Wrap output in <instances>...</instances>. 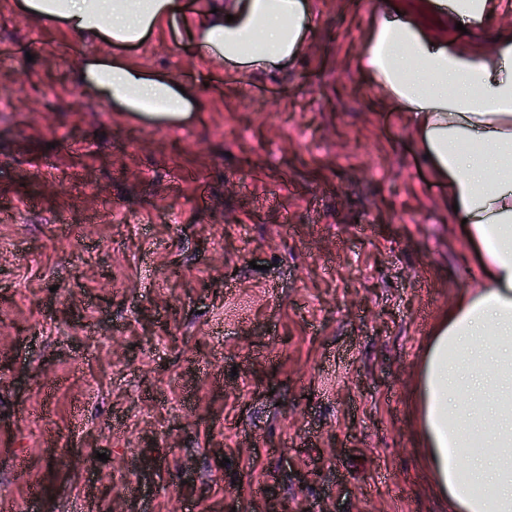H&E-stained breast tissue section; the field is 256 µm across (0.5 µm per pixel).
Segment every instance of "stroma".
<instances>
[{"mask_svg":"<svg viewBox=\"0 0 512 512\" xmlns=\"http://www.w3.org/2000/svg\"><path fill=\"white\" fill-rule=\"evenodd\" d=\"M314 3L286 72L228 80L181 28L115 49L198 86L169 123L0 0V512H448L416 367L477 282L359 66L385 0Z\"/></svg>","mask_w":512,"mask_h":512,"instance_id":"35a3bbf8","label":"stroma"}]
</instances>
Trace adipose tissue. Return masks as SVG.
<instances>
[{
  "mask_svg": "<svg viewBox=\"0 0 512 512\" xmlns=\"http://www.w3.org/2000/svg\"><path fill=\"white\" fill-rule=\"evenodd\" d=\"M24 11L116 47L178 24L206 62L245 70L290 67L315 38L312 0H22ZM391 0L370 30L360 66L395 102L448 181L451 219L473 251L481 288L464 290L436 321L418 366V424L449 512H512V28L484 43L447 34L449 12L501 24L503 0H426L421 21ZM84 86L140 118L178 122L198 104L196 86L167 73L91 58ZM472 143L463 153V143Z\"/></svg>",
  "mask_w": 512,
  "mask_h": 512,
  "instance_id": "adipose-tissue-1",
  "label": "adipose tissue"
}]
</instances>
